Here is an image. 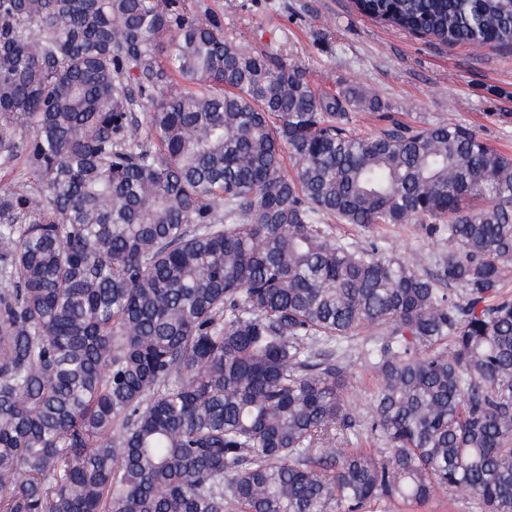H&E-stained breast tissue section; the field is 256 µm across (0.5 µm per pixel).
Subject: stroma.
Returning a JSON list of instances; mask_svg holds the SVG:
<instances>
[{"mask_svg":"<svg viewBox=\"0 0 512 512\" xmlns=\"http://www.w3.org/2000/svg\"><path fill=\"white\" fill-rule=\"evenodd\" d=\"M224 34L254 52L305 68L317 86L358 82L376 93L383 114L356 113L354 127L371 135L386 117L425 126L445 121L474 130L490 145L512 154V49L480 52L441 45L396 31L354 11L351 0H204ZM336 235L373 243L421 273L433 272L442 245L420 225L340 224ZM371 333L345 343L340 353L352 375L348 408L359 427L351 447L368 448L362 429L370 412L376 374L366 356Z\"/></svg>","mask_w":512,"mask_h":512,"instance_id":"35a3bbf8","label":"stroma"}]
</instances>
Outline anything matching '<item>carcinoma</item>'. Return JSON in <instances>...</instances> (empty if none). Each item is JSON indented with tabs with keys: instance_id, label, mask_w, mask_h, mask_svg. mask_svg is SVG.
<instances>
[{
	"instance_id": "obj_1",
	"label": "carcinoma",
	"mask_w": 512,
	"mask_h": 512,
	"mask_svg": "<svg viewBox=\"0 0 512 512\" xmlns=\"http://www.w3.org/2000/svg\"><path fill=\"white\" fill-rule=\"evenodd\" d=\"M353 7L512 48V0ZM381 109L225 37L202 0H0V167L25 162L0 187V512L452 490L512 512V157L444 121L352 132ZM331 219L447 248L422 274ZM368 330L378 450L346 447L332 350Z\"/></svg>"
}]
</instances>
